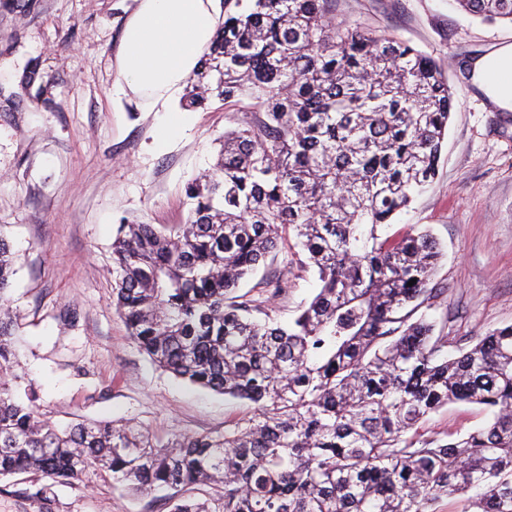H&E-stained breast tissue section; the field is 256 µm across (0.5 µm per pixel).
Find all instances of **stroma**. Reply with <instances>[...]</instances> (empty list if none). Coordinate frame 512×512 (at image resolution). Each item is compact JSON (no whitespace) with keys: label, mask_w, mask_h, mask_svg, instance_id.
<instances>
[{"label":"stroma","mask_w":512,"mask_h":512,"mask_svg":"<svg viewBox=\"0 0 512 512\" xmlns=\"http://www.w3.org/2000/svg\"><path fill=\"white\" fill-rule=\"evenodd\" d=\"M136 0H0V236L15 273L5 293L15 314L9 383L34 393L38 412L64 427L82 420L127 423L161 441L216 434L245 404L155 367L112 305V240L120 221L181 224L185 184L214 162L217 140L245 119L212 103L149 111L119 86L116 53ZM337 21L408 43L447 64L455 108L438 178L392 232L430 230L443 258L436 287L449 341L512 325V112L499 111L466 78L468 60L512 44V24L488 22L456 0H335ZM39 77L24 87L29 62ZM181 110V109H180ZM318 287L293 267L270 309L285 323ZM478 407L431 415L425 435L482 427ZM168 491L133 495L110 472L80 480L31 474L0 479V512H170Z\"/></svg>","instance_id":"35a3bbf8"}]
</instances>
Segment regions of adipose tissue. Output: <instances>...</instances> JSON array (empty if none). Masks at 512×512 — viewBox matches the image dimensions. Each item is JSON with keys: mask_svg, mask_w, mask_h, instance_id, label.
I'll list each match as a JSON object with an SVG mask.
<instances>
[{"mask_svg": "<svg viewBox=\"0 0 512 512\" xmlns=\"http://www.w3.org/2000/svg\"><path fill=\"white\" fill-rule=\"evenodd\" d=\"M216 0H138L128 20L117 69L121 90L165 105L198 67L216 30ZM471 79L499 108L512 111V45L470 63Z\"/></svg>", "mask_w": 512, "mask_h": 512, "instance_id": "1", "label": "adipose tissue"}]
</instances>
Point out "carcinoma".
<instances>
[{
    "instance_id": "carcinoma-1",
    "label": "carcinoma",
    "mask_w": 512,
    "mask_h": 512,
    "mask_svg": "<svg viewBox=\"0 0 512 512\" xmlns=\"http://www.w3.org/2000/svg\"><path fill=\"white\" fill-rule=\"evenodd\" d=\"M333 0H224L181 106L250 101L216 162L185 187L184 224H119L114 306L157 367L237 399L222 434L164 445L111 421L59 430L4 378L15 319L0 236V478L77 480L104 468L128 491L179 489L170 512H512V325L456 344L427 314L441 256L393 216L437 172L453 99L447 69L409 44L332 18ZM512 23V0H459ZM301 249L320 288L288 325L267 315L288 281L268 258ZM416 283L408 285L411 279ZM453 403L489 415L452 439L421 423ZM220 488L218 510L187 495Z\"/></svg>"
}]
</instances>
